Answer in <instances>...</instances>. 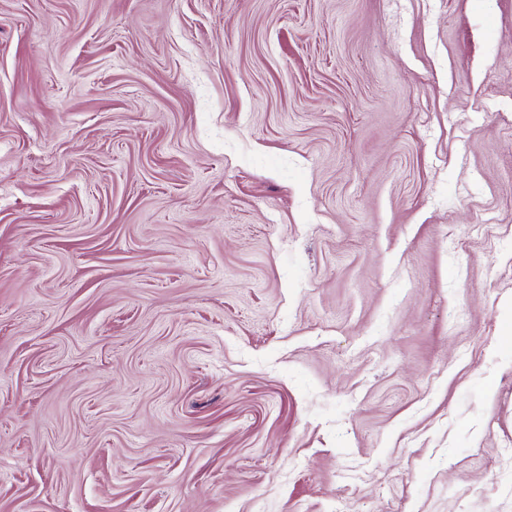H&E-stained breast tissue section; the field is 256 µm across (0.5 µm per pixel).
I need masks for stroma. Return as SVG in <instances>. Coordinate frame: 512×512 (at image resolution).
<instances>
[{"instance_id": "obj_1", "label": "stroma", "mask_w": 512, "mask_h": 512, "mask_svg": "<svg viewBox=\"0 0 512 512\" xmlns=\"http://www.w3.org/2000/svg\"><path fill=\"white\" fill-rule=\"evenodd\" d=\"M512 0H0V512H512Z\"/></svg>"}]
</instances>
